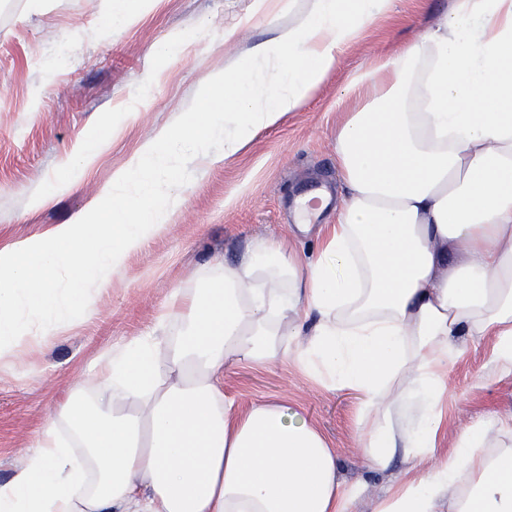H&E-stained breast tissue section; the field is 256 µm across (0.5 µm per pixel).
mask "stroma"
I'll use <instances>...</instances> for the list:
<instances>
[{
  "mask_svg": "<svg viewBox=\"0 0 512 512\" xmlns=\"http://www.w3.org/2000/svg\"><path fill=\"white\" fill-rule=\"evenodd\" d=\"M137 19L110 26L102 0H0V249L40 236L73 218L111 184L112 174L155 132L191 110L211 89L212 73L234 66L277 37L307 0H133ZM452 0H389L342 54L336 70L297 112L261 131L232 158L222 141L211 161L187 178L171 223L132 253L94 309L69 335L58 337L20 368L0 370V480L8 478L38 437L66 384L106 346L149 332L173 289L187 288L200 267L234 260L257 237L292 224L290 196L316 179L336 180L333 146L348 77L390 53L431 22ZM234 30L225 39V30ZM120 122L109 131L105 120ZM108 134L110 145L80 183L44 205L36 199L63 178L81 144ZM483 349L467 347L451 374L448 434L512 410V377L485 366ZM224 388L246 405L288 398L334 443L337 467L350 483L377 495L392 472L367 469L355 446L358 402L350 390L317 387L297 369L243 364Z\"/></svg>",
  "mask_w": 512,
  "mask_h": 512,
  "instance_id": "1",
  "label": "stroma"
}]
</instances>
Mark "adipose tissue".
I'll use <instances>...</instances> for the list:
<instances>
[{
  "label": "adipose tissue",
  "instance_id": "obj_1",
  "mask_svg": "<svg viewBox=\"0 0 512 512\" xmlns=\"http://www.w3.org/2000/svg\"><path fill=\"white\" fill-rule=\"evenodd\" d=\"M385 0H308L216 73L224 103L159 129L72 223L0 250V364L74 328L182 197L175 157L238 154L298 111ZM334 139L340 200L297 234L203 266L152 331L100 352L47 415L0 512H353L365 493L284 399L240 406L236 364L286 361L360 394L355 444L396 476L371 512H512V415L448 436L465 345L512 376V0H454L350 76Z\"/></svg>",
  "mask_w": 512,
  "mask_h": 512
}]
</instances>
